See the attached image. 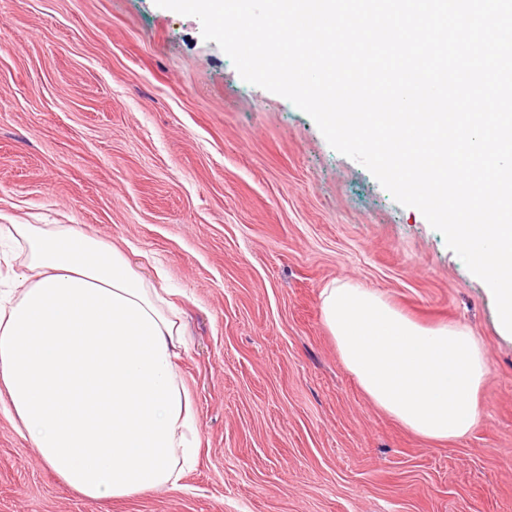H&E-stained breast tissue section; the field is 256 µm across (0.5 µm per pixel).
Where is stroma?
<instances>
[{
    "label": "stroma",
    "instance_id": "1",
    "mask_svg": "<svg viewBox=\"0 0 512 512\" xmlns=\"http://www.w3.org/2000/svg\"><path fill=\"white\" fill-rule=\"evenodd\" d=\"M0 224L80 225L170 289L199 448L178 488L89 499L0 400V512H512V339L493 295L196 17L0 0ZM335 280L482 341L470 433L428 440L372 402L323 322Z\"/></svg>",
    "mask_w": 512,
    "mask_h": 512
}]
</instances>
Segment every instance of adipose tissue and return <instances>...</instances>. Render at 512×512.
I'll use <instances>...</instances> for the list:
<instances>
[{
    "mask_svg": "<svg viewBox=\"0 0 512 512\" xmlns=\"http://www.w3.org/2000/svg\"><path fill=\"white\" fill-rule=\"evenodd\" d=\"M23 256L0 276V390L68 487L122 498L178 487L197 424L174 361L184 327L108 242L74 224H0ZM341 360L379 408L430 440L465 435L488 372L459 325L424 328L352 282L321 291Z\"/></svg>",
    "mask_w": 512,
    "mask_h": 512,
    "instance_id": "ef3b65f1",
    "label": "adipose tissue"
}]
</instances>
